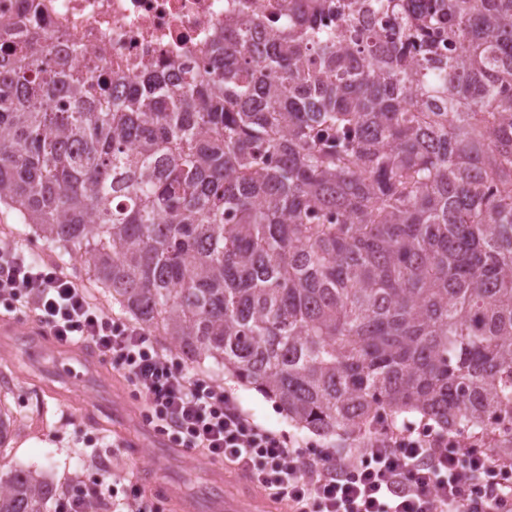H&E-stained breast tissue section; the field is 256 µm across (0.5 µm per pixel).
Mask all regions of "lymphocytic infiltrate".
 <instances>
[{"label": "lymphocytic infiltrate", "mask_w": 512, "mask_h": 512, "mask_svg": "<svg viewBox=\"0 0 512 512\" xmlns=\"http://www.w3.org/2000/svg\"><path fill=\"white\" fill-rule=\"evenodd\" d=\"M0 304L33 310L58 344L88 343L124 375L145 418L174 447L249 474L288 512H512V455L452 448L433 429L383 428L354 447L302 449L253 421L212 382L189 375L140 328L102 311L55 266L0 241ZM117 472L55 497L53 512H160L139 486L118 492Z\"/></svg>", "instance_id": "lymphocytic-infiltrate-1"}]
</instances>
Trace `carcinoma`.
<instances>
[{"label": "carcinoma", "instance_id": "obj_1", "mask_svg": "<svg viewBox=\"0 0 512 512\" xmlns=\"http://www.w3.org/2000/svg\"><path fill=\"white\" fill-rule=\"evenodd\" d=\"M211 52L115 80L0 44V204L310 432L511 418L512 0H288ZM53 495L14 469L0 512Z\"/></svg>", "mask_w": 512, "mask_h": 512}]
</instances>
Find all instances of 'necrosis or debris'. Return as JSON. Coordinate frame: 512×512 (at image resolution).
<instances>
[{
	"label": "necrosis or debris",
	"instance_id": "necrosis-or-debris-1",
	"mask_svg": "<svg viewBox=\"0 0 512 512\" xmlns=\"http://www.w3.org/2000/svg\"><path fill=\"white\" fill-rule=\"evenodd\" d=\"M244 0H0V16L14 20L0 35L11 44L30 29L59 44L76 68L111 69L131 78L149 62H183L204 71L224 16Z\"/></svg>",
	"mask_w": 512,
	"mask_h": 512
}]
</instances>
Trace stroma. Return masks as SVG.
<instances>
[{
	"label": "stroma",
	"mask_w": 512,
	"mask_h": 512,
	"mask_svg": "<svg viewBox=\"0 0 512 512\" xmlns=\"http://www.w3.org/2000/svg\"><path fill=\"white\" fill-rule=\"evenodd\" d=\"M0 239L21 245L29 260L50 257L43 241L29 235L1 206ZM34 324L32 313H20L18 335L0 342V373L10 390L7 402L19 419L6 451L0 453V475L29 468L43 472L61 488L66 480H86L103 468L121 469L135 480L142 468L153 467L160 483L172 490L165 498L167 507L181 498L197 504L199 512H209L214 499L227 490L214 478L212 464L188 454L166 460L161 436L130 414L113 410L114 398L131 396L126 382L101 366L86 385L74 387L58 369L53 338L32 335ZM188 370L223 387L256 423L316 448L342 443L339 437L298 428L271 400L219 370L213 359L189 364Z\"/></svg>",
	"instance_id": "1"
}]
</instances>
